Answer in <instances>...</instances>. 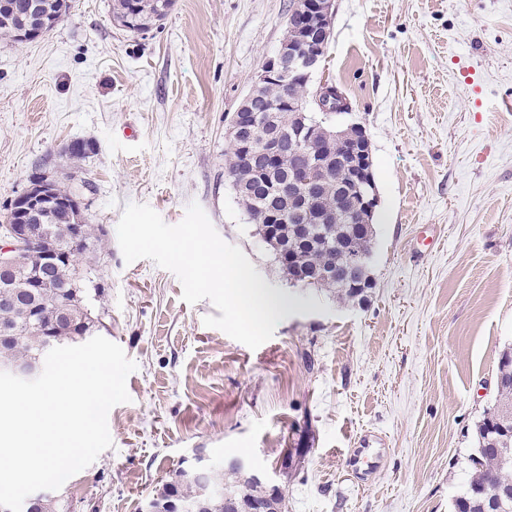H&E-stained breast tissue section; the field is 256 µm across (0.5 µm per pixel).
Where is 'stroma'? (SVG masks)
<instances>
[{
  "instance_id": "1",
  "label": "stroma",
  "mask_w": 512,
  "mask_h": 512,
  "mask_svg": "<svg viewBox=\"0 0 512 512\" xmlns=\"http://www.w3.org/2000/svg\"><path fill=\"white\" fill-rule=\"evenodd\" d=\"M49 33L0 40V217L40 168L69 166L100 256V336L137 368L110 449L59 489L69 512H140L194 454L275 472L284 512H451L512 344V0H335L311 86L335 84L371 141L380 196L363 303L293 286L237 203L225 132L287 31L291 0H175L144 33L112 0H70ZM144 203H198L283 302L257 349L204 325L177 276L125 263L116 228ZM436 236L424 259L412 250ZM386 441L377 470L346 464Z\"/></svg>"
}]
</instances>
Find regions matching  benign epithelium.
Listing matches in <instances>:
<instances>
[{
    "instance_id": "7a95c632",
    "label": "benign epithelium",
    "mask_w": 512,
    "mask_h": 512,
    "mask_svg": "<svg viewBox=\"0 0 512 512\" xmlns=\"http://www.w3.org/2000/svg\"><path fill=\"white\" fill-rule=\"evenodd\" d=\"M335 12V0H293L291 20L300 23V32L295 37L281 43L274 56L262 66L256 85L270 86L282 83L292 74L306 75L315 71L321 63L322 52L330 38L332 18ZM288 107L303 113L305 111L327 114L324 138L328 142H337L343 151L336 156L346 184L347 196L353 198V206L343 207L338 204L330 212L314 218L315 227L306 228L307 237L302 242L315 237L326 249L333 247L331 234L327 228L330 223L343 221L345 224H360L366 215L372 213L379 205L376 187L370 176L372 153L367 134L358 137L353 130L359 125L346 124L334 113L344 111L336 100L334 90L321 86L312 95V100L297 102L292 97L286 98ZM259 126L257 113L251 111L250 96L246 95L234 113L227 129V136L235 142L242 155L250 162L261 161L264 171L271 172L280 156L279 144L267 137L261 143H255V131ZM294 144L305 162L299 172L288 184L278 186L280 195H288L289 214L294 217L305 215L311 208L310 184L314 174L324 164L323 155L317 148L314 135L303 124L294 131ZM54 179L50 173L33 176L26 190L17 196L11 204L15 223L6 226L0 233V306L11 308L15 303L12 276L16 274L20 255L27 253L35 242L50 234L49 225L39 224L41 213L55 207ZM372 250L358 251L345 249V261L349 272L353 273L369 264ZM36 265L28 268V287L45 288L50 285L52 273L64 264L72 263V253L60 247H53L35 259ZM25 325L46 336V343L41 355L54 348L53 336L57 334L60 321L45 323L37 310L27 314ZM226 468L247 473L248 477L262 487L264 494L248 499H239L233 495H224V512H270L272 498L278 489V482L256 470L249 462L241 458L213 461L201 454L189 463L186 473L201 487L203 496L195 499H181L170 495L167 512H207L212 498L211 488L215 475Z\"/></svg>"
}]
</instances>
